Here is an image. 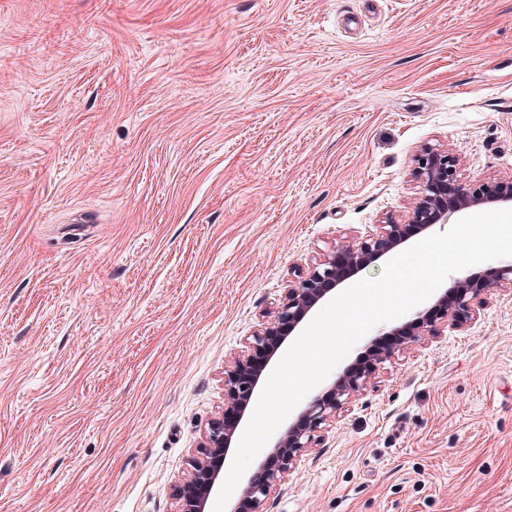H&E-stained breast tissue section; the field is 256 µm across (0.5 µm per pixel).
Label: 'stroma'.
I'll list each match as a JSON object with an SVG mask.
<instances>
[{
	"mask_svg": "<svg viewBox=\"0 0 512 512\" xmlns=\"http://www.w3.org/2000/svg\"><path fill=\"white\" fill-rule=\"evenodd\" d=\"M427 144L512 176V0H0V512H173L225 358ZM267 512H512V293Z\"/></svg>",
	"mask_w": 512,
	"mask_h": 512,
	"instance_id": "obj_1",
	"label": "stroma"
}]
</instances>
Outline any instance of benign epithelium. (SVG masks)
Returning a JSON list of instances; mask_svg holds the SVG:
<instances>
[{
  "label": "benign epithelium",
  "instance_id": "benign-epithelium-1",
  "mask_svg": "<svg viewBox=\"0 0 512 512\" xmlns=\"http://www.w3.org/2000/svg\"><path fill=\"white\" fill-rule=\"evenodd\" d=\"M457 165V158L448 150L423 147L412 169L420 191L406 218H387L374 234L341 244L288 281L267 319L224 361V404L203 426L186 473L172 490L174 512H213L231 445L259 389L264 367L330 293L413 238L448 223L457 213L512 208V177L485 178L466 187L457 180ZM497 290L512 292V264L462 275L450 290L438 293L430 307L384 331L383 335L395 337L394 343L374 346L369 358L336 376L330 389L314 395L297 419L280 432L266 460L238 489L239 502L244 506L241 512H267L268 499L303 456L317 446L319 433L335 423L342 410L374 382L385 363L412 345L429 344L450 324L462 327L471 322L488 303L491 292Z\"/></svg>",
  "mask_w": 512,
  "mask_h": 512
}]
</instances>
